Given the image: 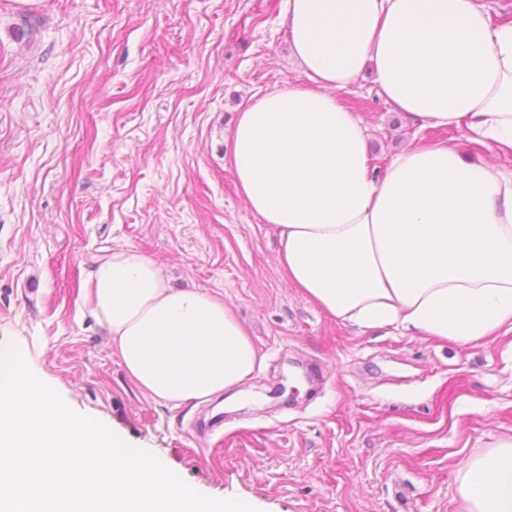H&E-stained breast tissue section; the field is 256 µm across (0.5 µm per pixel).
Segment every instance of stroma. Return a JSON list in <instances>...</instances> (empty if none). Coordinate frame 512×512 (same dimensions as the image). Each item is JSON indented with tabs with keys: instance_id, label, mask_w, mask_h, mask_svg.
Wrapping results in <instances>:
<instances>
[{
	"instance_id": "stroma-1",
	"label": "stroma",
	"mask_w": 512,
	"mask_h": 512,
	"mask_svg": "<svg viewBox=\"0 0 512 512\" xmlns=\"http://www.w3.org/2000/svg\"><path fill=\"white\" fill-rule=\"evenodd\" d=\"M301 76L283 0H0V338L204 496L256 512H461L460 468L512 436V331L474 345L362 331L292 287L227 157L251 98ZM341 101L375 174L432 141L512 169L463 130L417 127L372 78ZM121 248L172 287L223 296L262 367L205 402L144 394L86 297Z\"/></svg>"
}]
</instances>
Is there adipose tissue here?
Listing matches in <instances>:
<instances>
[{
  "label": "adipose tissue",
  "mask_w": 512,
  "mask_h": 512,
  "mask_svg": "<svg viewBox=\"0 0 512 512\" xmlns=\"http://www.w3.org/2000/svg\"><path fill=\"white\" fill-rule=\"evenodd\" d=\"M299 81L256 97L231 130L240 196L279 231L278 261L337 321L473 344L512 326V171L454 144L407 146L381 178L341 93L372 72L420 127L512 151V25L484 0H284ZM92 313L128 375L180 404L246 381L259 354L223 297L172 288L153 259L113 251L90 271ZM464 512H512V436L460 471Z\"/></svg>",
  "instance_id": "ef3b65f1"
}]
</instances>
